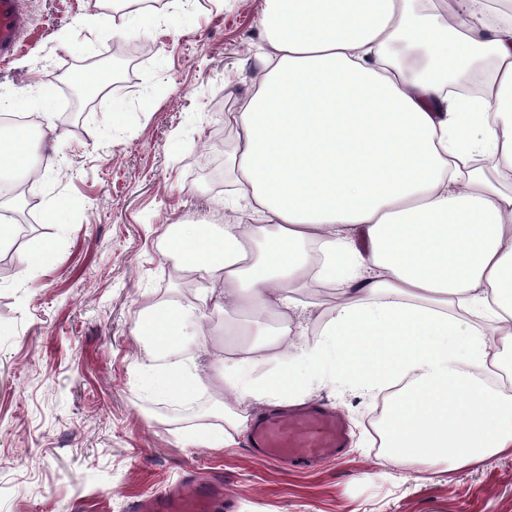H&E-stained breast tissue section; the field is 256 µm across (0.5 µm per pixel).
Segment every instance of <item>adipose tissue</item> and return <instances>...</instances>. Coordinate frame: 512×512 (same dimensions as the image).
Listing matches in <instances>:
<instances>
[{"mask_svg":"<svg viewBox=\"0 0 512 512\" xmlns=\"http://www.w3.org/2000/svg\"><path fill=\"white\" fill-rule=\"evenodd\" d=\"M262 66L224 115L225 153L249 220L180 224L168 238L195 301H152L133 333L155 356L202 335L210 306L269 320L248 346L258 380L198 363L150 369L178 399L221 392L234 443L252 409L304 402L319 386L392 389L385 464L464 465L512 450V0H267ZM488 66H481L482 58ZM479 68L485 95L449 81ZM335 312L309 342L312 285Z\"/></svg>","mask_w":512,"mask_h":512,"instance_id":"1","label":"adipose tissue"}]
</instances>
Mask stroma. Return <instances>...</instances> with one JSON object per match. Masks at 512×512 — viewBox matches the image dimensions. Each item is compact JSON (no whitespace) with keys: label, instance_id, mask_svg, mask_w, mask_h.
Masks as SVG:
<instances>
[{"label":"stroma","instance_id":"35a3bbf8","mask_svg":"<svg viewBox=\"0 0 512 512\" xmlns=\"http://www.w3.org/2000/svg\"><path fill=\"white\" fill-rule=\"evenodd\" d=\"M19 53L0 64V95L17 115H50L47 164L29 195L34 219L0 250V512H128L187 475L222 473L228 512H512V455L463 467L404 470L381 464L380 395L325 388L317 402L350 428L341 459L286 467L249 453L244 437L216 452L192 444L215 400L156 397L133 323L166 293L195 288L168 275L172 226L229 210L223 183L201 182L219 155L225 113L235 111L260 66L265 0H192L160 22L129 31L146 48L121 78L75 105L83 61L111 53L105 0H25ZM50 245L38 276L26 261ZM202 346L186 356L223 367L245 357L212 311Z\"/></svg>","mask_w":512,"mask_h":512}]
</instances>
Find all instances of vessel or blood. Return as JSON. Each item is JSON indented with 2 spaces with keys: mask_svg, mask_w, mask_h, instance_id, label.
Segmentation results:
<instances>
[{
  "mask_svg": "<svg viewBox=\"0 0 512 512\" xmlns=\"http://www.w3.org/2000/svg\"><path fill=\"white\" fill-rule=\"evenodd\" d=\"M27 19L22 0H0V57L12 56ZM348 445L342 418L324 406H308L280 414L268 412L251 426L247 448L265 459L308 466L339 457ZM224 482L187 477L183 485L134 501L129 512H218Z\"/></svg>",
  "mask_w": 512,
  "mask_h": 512,
  "instance_id": "1",
  "label": "vessel or blood"
}]
</instances>
